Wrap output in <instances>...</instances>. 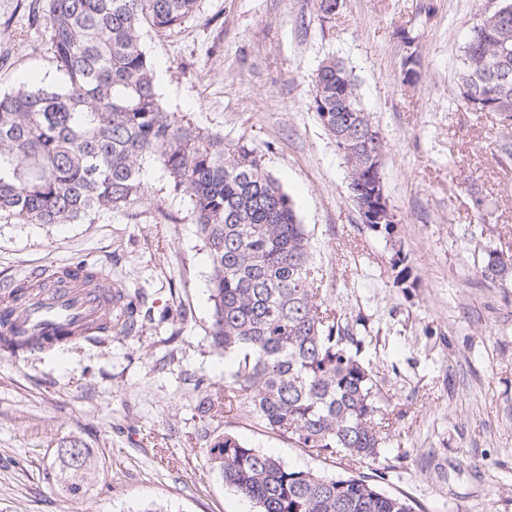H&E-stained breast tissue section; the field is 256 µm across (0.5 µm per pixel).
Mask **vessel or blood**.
<instances>
[{
	"mask_svg": "<svg viewBox=\"0 0 512 512\" xmlns=\"http://www.w3.org/2000/svg\"><path fill=\"white\" fill-rule=\"evenodd\" d=\"M111 286L95 267L83 266L40 304L22 306L0 318V333L14 335L32 326L39 334L65 336L72 342L94 335L112 316L107 297Z\"/></svg>",
	"mask_w": 512,
	"mask_h": 512,
	"instance_id": "vessel-or-blood-1",
	"label": "vessel or blood"
}]
</instances>
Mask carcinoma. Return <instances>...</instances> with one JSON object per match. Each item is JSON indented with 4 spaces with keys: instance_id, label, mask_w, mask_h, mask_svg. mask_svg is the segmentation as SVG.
Instances as JSON below:
<instances>
[{
    "instance_id": "obj_1",
    "label": "carcinoma",
    "mask_w": 512,
    "mask_h": 512,
    "mask_svg": "<svg viewBox=\"0 0 512 512\" xmlns=\"http://www.w3.org/2000/svg\"><path fill=\"white\" fill-rule=\"evenodd\" d=\"M32 23L49 33L59 80L25 82L0 92V217L17 224H84L104 210L145 195L142 164H160L170 187L191 203L211 262V345L235 356L232 379L220 391L199 381L208 413L246 411L273 433L287 435L312 455L352 465L379 461L390 437L392 411L381 382L357 358L365 337L342 318L317 286L311 232L263 156L242 139L200 126L189 112H171L159 92L156 62L142 30L172 31L198 0H35ZM343 0H317L323 22L336 19ZM420 58L402 62L403 81L420 75ZM472 112H497L503 163L512 161V3L474 26L458 79ZM312 106L335 138L350 169L356 209L371 205L353 183L382 178L371 155L387 142L361 107L356 79L342 60L314 77ZM483 279L512 267L479 241ZM123 299L102 330L126 332L137 323L136 300ZM14 356L29 341L0 335ZM81 463L60 448L52 467L57 486L80 494L96 472L91 448ZM224 484L253 501L258 512H414L409 498L381 491L364 475L324 476L226 433L209 448Z\"/></svg>"
}]
</instances>
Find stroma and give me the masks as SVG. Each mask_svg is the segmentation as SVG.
I'll list each match as a JSON object with an SVG mask.
<instances>
[{"label":"stroma","mask_w":512,"mask_h":512,"mask_svg":"<svg viewBox=\"0 0 512 512\" xmlns=\"http://www.w3.org/2000/svg\"><path fill=\"white\" fill-rule=\"evenodd\" d=\"M29 3L0 0V91L55 78ZM501 3L345 0L324 23L316 0H198L175 31L142 32L168 108L248 141L312 230L323 292L364 324L361 357L402 412L377 484L416 512H512V273L484 280L463 235L482 232L512 255V165L498 161L497 115L466 111L456 86L471 28ZM410 52L421 76L406 84ZM332 56L352 68L387 141L389 235L362 223L349 169L312 109V78ZM143 179V198L86 224L0 220V280L81 261L125 283L140 311L125 334L21 358L0 351V512H257L207 462L224 433L294 467L342 470L251 416L199 410L198 379L220 385L234 371L208 335L209 255L188 197L152 162ZM399 254L414 287L394 283ZM72 440L97 456L98 476L77 497L49 477Z\"/></svg>","instance_id":"stroma-1"}]
</instances>
